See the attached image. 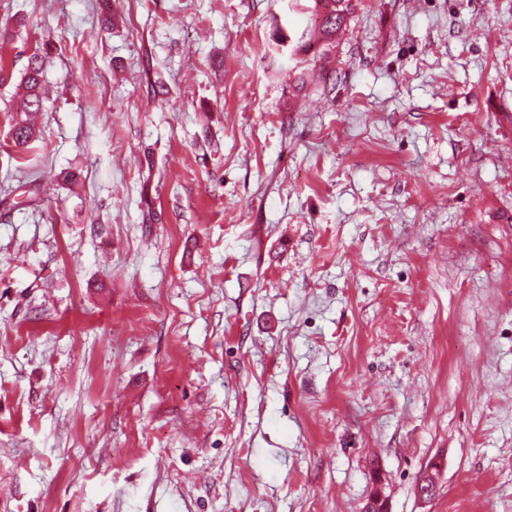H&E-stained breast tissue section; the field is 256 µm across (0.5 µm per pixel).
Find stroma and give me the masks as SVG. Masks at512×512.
Masks as SVG:
<instances>
[{"mask_svg": "<svg viewBox=\"0 0 512 512\" xmlns=\"http://www.w3.org/2000/svg\"><path fill=\"white\" fill-rule=\"evenodd\" d=\"M310 2L0 0V512H512V0ZM314 21L311 25L317 33V39L301 41L293 49L302 55L312 53L314 71L318 62L325 58L336 46V35L347 26L353 13V0H315ZM321 5V10L318 6ZM46 67V55L35 51L27 62L22 76V94L15 112H23L27 116L29 112H41L44 108L43 78ZM11 125L10 135L14 146L20 151L27 150L38 138L36 130L33 125L28 122V119H18Z\"/></svg>", "mask_w": 512, "mask_h": 512, "instance_id": "35a3bbf8", "label": "stroma"}]
</instances>
